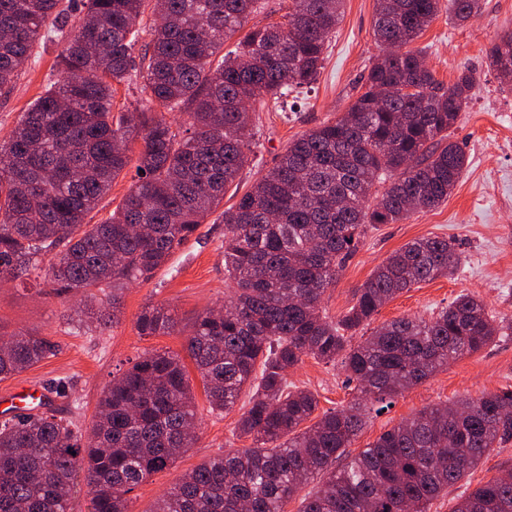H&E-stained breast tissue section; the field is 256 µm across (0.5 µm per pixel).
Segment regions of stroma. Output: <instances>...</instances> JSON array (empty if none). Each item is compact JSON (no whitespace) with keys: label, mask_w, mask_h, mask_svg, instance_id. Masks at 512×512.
<instances>
[{"label":"stroma","mask_w":512,"mask_h":512,"mask_svg":"<svg viewBox=\"0 0 512 512\" xmlns=\"http://www.w3.org/2000/svg\"><path fill=\"white\" fill-rule=\"evenodd\" d=\"M374 12L375 0H344L343 18L329 42L318 81L300 94L295 109L260 113L254 163L242 171L237 192L249 189L290 142L345 112L356 87L381 53L372 35ZM510 31L512 0H481L479 14L468 22L455 24L448 12H440L417 40L429 68L443 84H452L465 69L476 79L472 99L448 131L451 141L466 154V169L443 205L396 224L368 228L335 283L325 291L321 306L330 319L341 318L375 267L417 238L455 239L461 263L454 275L415 285L386 303L371 326L354 333V341L369 336L372 326L396 318H431L463 293L481 298L489 315L512 318V85L501 81L489 57L495 38ZM63 48L60 41L36 47L14 87L0 94V141L8 138L46 86L59 79L57 60ZM237 192L225 194V205L236 202ZM47 268L43 260L28 277L0 281V336L35 332L55 346L50 358L0 379V393L28 382L45 388L62 385L64 392L51 407L84 430L93 421L113 376L145 352H183L197 315L222 307L231 291L224 275V219L218 211L147 280L123 288L119 319L105 326L74 321L75 312L83 305L80 295L52 283ZM149 305L169 310L177 322L175 332L139 336L135 322ZM187 371L195 397L198 439L173 467L153 474L129 493V512H152L157 499L183 473L225 451L253 445L251 437L237 431V421L249 407L250 389H242L233 410L219 416L209 411L195 366H188ZM287 379L289 385L316 396L315 414L319 417L345 407L354 395L341 365L310 356L289 369ZM510 387L512 336L448 362L429 379L403 392L381 414L370 415L347 453L358 454L380 434L423 408ZM510 472L512 441L488 452L448 495L432 502L429 512H453L464 491Z\"/></svg>","instance_id":"35a3bbf8"}]
</instances>
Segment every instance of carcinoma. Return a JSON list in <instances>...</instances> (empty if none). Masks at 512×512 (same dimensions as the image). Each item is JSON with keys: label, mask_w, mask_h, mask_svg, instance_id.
Instances as JSON below:
<instances>
[{"label": "carcinoma", "mask_w": 512, "mask_h": 512, "mask_svg": "<svg viewBox=\"0 0 512 512\" xmlns=\"http://www.w3.org/2000/svg\"><path fill=\"white\" fill-rule=\"evenodd\" d=\"M480 0H448L459 22ZM83 19L66 29L65 0H0V91H10L35 44L63 40L61 78L0 144V281L51 257L50 278L79 292L118 291L147 279L224 201L250 163L253 115L284 109L291 92L317 82L343 0H288L279 21L248 25L262 0H80ZM442 0H376L377 57L342 116L294 140L276 164L224 210V270L233 295L196 317L185 350L212 413L232 409L246 384L250 408L238 428L256 446L209 459L184 474L153 512H284L323 474L299 512H429L488 451L512 440V389L437 405L381 434L343 469L342 457L376 404L391 403L448 361L476 353L512 321L459 295L430 319L403 317L351 344L352 333L412 286L447 276L455 242L423 237L390 254L337 321L322 296L366 228L396 224L448 200L467 163L448 129L471 99L466 71L444 86L412 47ZM157 16L158 25L144 18ZM141 97L113 112V84L131 79L144 28ZM238 37L234 49L224 42ZM512 81V33L489 50ZM179 111L185 135L159 109ZM141 148L134 151L135 139ZM137 180L104 221L86 222L129 166ZM176 321L149 306L141 336ZM54 354L36 333L0 338V377ZM311 355L341 359L357 395L313 424L317 398L288 388L289 368ZM194 394L182 357L156 351L112 379L87 436L52 412L0 421V512H70L72 481L84 473L93 512H129L127 494L173 466L195 443ZM454 512H512V477L460 497Z\"/></svg>", "instance_id": "carcinoma-1"}]
</instances>
